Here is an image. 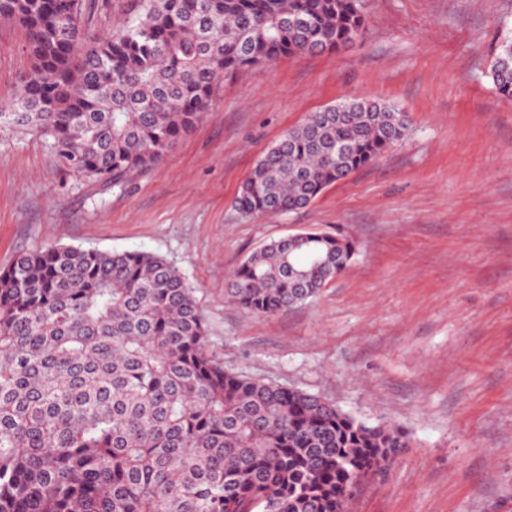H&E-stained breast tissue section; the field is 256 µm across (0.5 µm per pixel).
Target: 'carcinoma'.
<instances>
[{"mask_svg":"<svg viewBox=\"0 0 512 512\" xmlns=\"http://www.w3.org/2000/svg\"><path fill=\"white\" fill-rule=\"evenodd\" d=\"M0 0L30 66L0 123L51 140L63 167L120 187L158 165L226 75L365 31L360 0ZM512 98V39L488 73ZM410 116L347 99L310 113L256 163L248 214L303 209L402 141ZM356 245L272 240L227 298L271 316L314 297ZM406 447L306 391L224 369L195 290L167 259L55 245L0 270V512H345L358 478Z\"/></svg>","mask_w":512,"mask_h":512,"instance_id":"cac0c4a2","label":"carcinoma"}]
</instances>
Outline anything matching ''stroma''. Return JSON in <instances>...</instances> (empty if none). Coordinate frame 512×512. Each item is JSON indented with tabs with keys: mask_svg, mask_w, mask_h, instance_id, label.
<instances>
[{
	"mask_svg": "<svg viewBox=\"0 0 512 512\" xmlns=\"http://www.w3.org/2000/svg\"><path fill=\"white\" fill-rule=\"evenodd\" d=\"M361 6L362 38L224 77L197 127L120 187L64 172L47 139L0 125V269L51 245L173 261L226 369L406 432L351 512H512V100L487 76L512 0ZM29 64L21 30L0 23V105ZM350 97L396 103L411 132L303 210L239 211L265 151ZM305 231L357 246L316 297L271 317L226 300L248 254Z\"/></svg>",
	"mask_w": 512,
	"mask_h": 512,
	"instance_id": "obj_1",
	"label": "stroma"
}]
</instances>
